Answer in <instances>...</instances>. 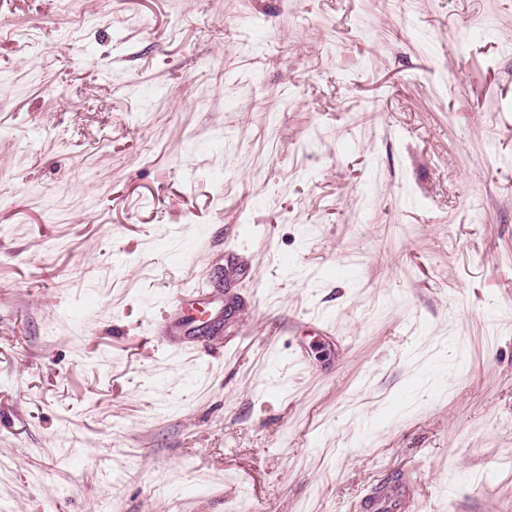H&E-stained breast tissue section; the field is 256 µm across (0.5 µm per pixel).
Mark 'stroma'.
<instances>
[{
    "mask_svg": "<svg viewBox=\"0 0 512 512\" xmlns=\"http://www.w3.org/2000/svg\"><path fill=\"white\" fill-rule=\"evenodd\" d=\"M408 473L512 512V0H0V512Z\"/></svg>",
    "mask_w": 512,
    "mask_h": 512,
    "instance_id": "obj_1",
    "label": "stroma"
}]
</instances>
